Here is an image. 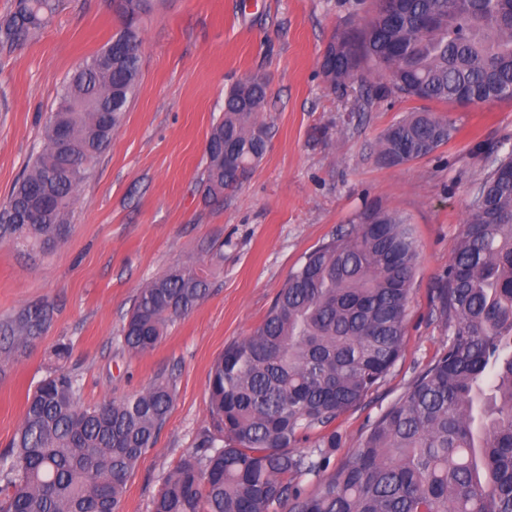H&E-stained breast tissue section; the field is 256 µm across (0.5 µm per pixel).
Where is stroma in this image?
<instances>
[{"mask_svg":"<svg viewBox=\"0 0 512 512\" xmlns=\"http://www.w3.org/2000/svg\"><path fill=\"white\" fill-rule=\"evenodd\" d=\"M350 16L345 0H154L141 22V65L122 126L77 193L52 250L0 241V326L35 306L49 319L33 339L12 338L0 369V453L26 400L56 367L96 405L169 379L174 399L156 443L130 475L120 512H152L166 473L208 426V380L225 347L262 321L304 255L373 204L409 218L420 258L402 353L384 381L337 418L340 463L384 409L448 345L436 294L466 217L474 182L512 152V101L444 105L456 130L427 157L390 167L379 136L420 101L325 83V46ZM121 28L111 0H63L33 40L0 54V204L42 146L66 81ZM267 85L269 148L242 184L204 199L211 127L238 80ZM202 265L209 291L150 351L129 352L123 326L146 282ZM68 344L70 355L54 351Z\"/></svg>","mask_w":512,"mask_h":512,"instance_id":"35a3bbf8","label":"stroma"}]
</instances>
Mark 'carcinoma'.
<instances>
[{
	"instance_id": "1",
	"label": "carcinoma",
	"mask_w": 512,
	"mask_h": 512,
	"mask_svg": "<svg viewBox=\"0 0 512 512\" xmlns=\"http://www.w3.org/2000/svg\"><path fill=\"white\" fill-rule=\"evenodd\" d=\"M59 2L13 0L0 17V53L35 38ZM113 2L123 27L67 81L41 151L0 207V240L40 251L59 240L123 122L151 4ZM321 69L342 94L361 82L402 101L512 100V0H371L362 27L334 32ZM266 96L257 77L228 91L207 140L204 197L239 186L263 159ZM453 130L445 113L414 111L381 135L378 157L392 167L425 157ZM418 259L409 219L379 207L307 253L261 323L213 364L209 426L166 475L153 512H512V152L475 188L438 292L448 347L329 468L338 443L329 427L401 355ZM208 290L193 264L146 283L123 328L126 348L153 349ZM47 318V308H28L4 333L33 337ZM81 392L60 368L28 394L0 454V512H119L173 391L157 379L92 407ZM315 431L310 448L295 450ZM320 473L306 494L300 478Z\"/></svg>"
}]
</instances>
